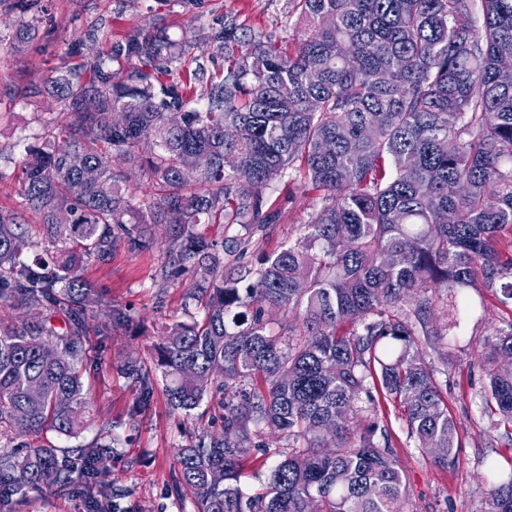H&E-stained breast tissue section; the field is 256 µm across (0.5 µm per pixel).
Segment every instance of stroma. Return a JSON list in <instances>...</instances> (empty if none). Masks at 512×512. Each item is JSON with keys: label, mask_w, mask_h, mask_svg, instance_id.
Instances as JSON below:
<instances>
[{"label": "stroma", "mask_w": 512, "mask_h": 512, "mask_svg": "<svg viewBox=\"0 0 512 512\" xmlns=\"http://www.w3.org/2000/svg\"><path fill=\"white\" fill-rule=\"evenodd\" d=\"M49 20L41 30L39 42L16 59L0 50V145L15 141L23 128L38 126V116L47 104H26L23 93L30 80L51 74L58 67L68 44L84 36L91 25L111 26L120 35L145 22L166 26L172 35H194L207 31L224 19L234 18L250 27L288 42L295 33V21L288 14V0H199L193 6L162 5L158 0H44ZM269 198L280 212L278 223L255 233L244 260L258 259L280 248L283 243L303 236L304 224L319 208L315 193H289L287 183L275 184ZM162 232H155L154 244L145 251L119 246L107 263L85 260L82 277L106 292L107 306L90 310L86 321L92 342H104L106 349L99 369L86 377L93 396L90 424L77 436L43 433V440L66 451L87 444L97 437L114 438L107 479L124 489L116 499L115 512H193L190 500L178 498L173 490L172 472L178 446L189 444L192 436L212 427L210 417L200 411L185 414L171 410L163 392H155L150 404L139 414L131 407L136 392L130 380L115 370L127 357L151 360L163 325L201 317L197 306L185 303L195 277H163ZM127 309L134 317L132 327L109 331L108 305ZM512 310L489 300L476 329L478 339L459 354L460 364L448 371V409L457 422L464 445L458 450L454 469L443 470L429 456L406 444V425L402 410L381 403L379 415L394 431L403 471L406 496L411 512H483L487 485L485 475L490 462L501 468L512 467V446L496 431L477 406L483 373L477 365L480 336L506 326Z\"/></svg>", "instance_id": "35a3bbf8"}]
</instances>
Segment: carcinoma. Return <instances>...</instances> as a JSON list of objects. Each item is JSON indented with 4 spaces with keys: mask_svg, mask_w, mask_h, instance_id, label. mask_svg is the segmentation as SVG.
<instances>
[{
    "mask_svg": "<svg viewBox=\"0 0 512 512\" xmlns=\"http://www.w3.org/2000/svg\"><path fill=\"white\" fill-rule=\"evenodd\" d=\"M39 2L12 0L10 53L35 42ZM288 12L286 49L234 19L196 40L101 26L68 45L79 63L30 88L65 119L40 117L15 142L27 152L17 195L45 241L0 209V304L25 313L0 324V512L43 489L83 490L88 512L102 490L124 495L102 480L112 441L68 454L18 438L90 421L85 313L105 294L80 264L122 242L150 248L145 224L165 230V276H199L188 299L203 306L154 347L167 403L188 413L220 395V431L176 449L173 488L194 512H409L378 395L403 409L415 448L455 466L450 332L490 290L512 307V78L500 70L512 0H288ZM197 47L212 72L196 57L187 70ZM125 165L144 172L143 194ZM295 168L321 206L259 265L240 261L250 241L196 231L276 223L267 191ZM272 311L295 317L276 332ZM482 346L480 409L512 442V321ZM117 369L140 411L153 371L133 357ZM250 465L267 467L260 493L241 487ZM485 480L484 512H512V470L491 465Z\"/></svg>",
    "mask_w": 512,
    "mask_h": 512,
    "instance_id": "carcinoma-1",
    "label": "carcinoma"
}]
</instances>
